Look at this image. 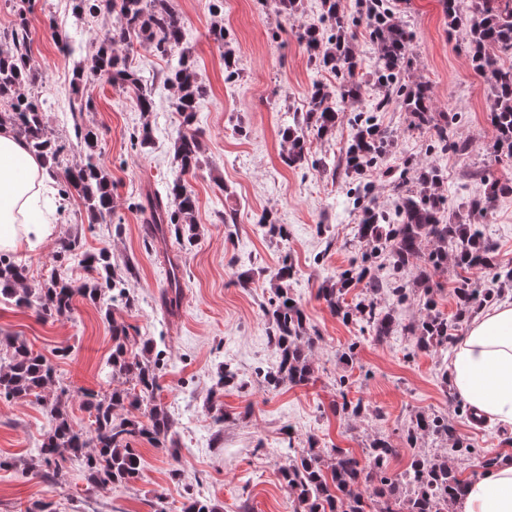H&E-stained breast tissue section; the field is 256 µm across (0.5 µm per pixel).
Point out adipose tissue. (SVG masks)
I'll return each instance as SVG.
<instances>
[{
    "mask_svg": "<svg viewBox=\"0 0 512 512\" xmlns=\"http://www.w3.org/2000/svg\"><path fill=\"white\" fill-rule=\"evenodd\" d=\"M49 191L37 157L8 128H0V251L33 252L51 236ZM448 376L454 392L492 423L512 426V303L476 316L453 349ZM459 512H512V455L470 481Z\"/></svg>",
    "mask_w": 512,
    "mask_h": 512,
    "instance_id": "obj_1",
    "label": "adipose tissue"
}]
</instances>
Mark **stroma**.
I'll return each mask as SVG.
<instances>
[{
	"instance_id": "obj_1",
	"label": "stroma",
	"mask_w": 512,
	"mask_h": 512,
	"mask_svg": "<svg viewBox=\"0 0 512 512\" xmlns=\"http://www.w3.org/2000/svg\"><path fill=\"white\" fill-rule=\"evenodd\" d=\"M171 4L208 90L194 122L204 143L203 161L188 179L198 199L200 236L186 251L173 242L164 250L151 245L138 209L146 194L165 195L175 171L170 149L181 118L166 84L169 59L140 40L129 49L133 66L152 92V112L136 108L132 90L102 78L89 77L80 92H73L74 69L89 65L99 40L112 31V15L76 19L70 0H30L29 10L20 15L11 0H0V32L14 28L18 19L27 21L33 88L50 103L48 132L66 144L63 166L83 159L74 121L94 128L98 162L112 180L114 197L111 221L93 224L82 197L70 191L63 211L54 216L52 236L38 251L19 252L14 259L27 268L34 285L53 273L88 278L91 272L80 260L61 267L54 260L62 239L79 233L87 252L107 248L116 266L132 267L129 289L136 300L131 308L111 301L107 313L80 300L70 316L49 321L0 300V336L19 337L54 360L58 386L70 391L68 408L85 427L88 415L78 391L108 392L123 385L109 366L112 327H135L140 338L152 340L165 355L162 389L154 402L175 419L180 444L174 459L165 449L135 440L142 475L130 485L92 487L77 460L68 462L61 481H45L29 468L38 462L37 447L50 424L46 410L31 399L0 397V458L13 462L0 469V512H29L39 501L51 502L54 512H154L160 501L167 512H183L192 494L210 499L217 512H294L297 495L281 476L289 463L279 446L286 427L294 433L296 451L306 450L308 439L316 440L326 468L334 462L332 447L360 458L369 439L385 436L399 450L388 468L392 477L420 456L447 458L470 480L480 473L473 461L452 456L450 442L426 437L415 447L405 445L403 431L420 412L447 416L457 436L474 443L480 455L512 453V427L474 422L466 402L445 383L448 352L418 351L412 338L399 330L375 341L359 324L331 313L317 296L340 272L359 265L366 252L355 237L360 214L343 193V158L352 134L348 120H341L331 135H307L308 163L289 166L282 160L283 130L305 112L312 84L331 82V75L309 64L295 38L272 39L279 21L272 0H224L218 15L211 11L212 0ZM397 18L414 34L408 79L432 84L437 108L458 115L456 137L474 148L466 158L450 153L439 157L445 176L440 193L449 216L461 201L460 184L480 191V172L512 180V161H495L487 152L495 137L488 116L489 86L471 66L463 32L449 31L439 0H409L408 10ZM217 21L238 56L239 75L231 81L224 72V50L210 33ZM375 119L394 134L397 145L362 179L372 186V204L391 211L399 198L393 172L404 171L406 180H413L415 170L403 169L402 162L408 156L425 160L432 133L411 129L408 113L397 105L376 113ZM240 125L245 134L237 133ZM145 126L153 137L146 153L136 143ZM229 210L237 214L230 226L219 220ZM265 212L286 225L287 240L269 238L261 230L257 219ZM482 225L497 258L512 262V196L498 199ZM174 254L182 259L185 281L180 306L171 313L162 293L168 259ZM285 261L295 269L291 291L319 337L308 351L310 382L272 388L261 378L278 361L263 308L272 294L273 275ZM372 264L382 276L411 286L409 302L397 308L399 321L420 318L431 297L441 313H455L453 264L434 275L428 291L416 285V267L394 274L381 256ZM243 274L250 279L249 287L237 283ZM61 349L66 357H58ZM347 350L354 357L345 364L340 355ZM227 362L237 368L238 382L215 390L218 369ZM342 375L351 382L350 398L367 405L365 417L351 419L335 412L340 400L336 379ZM219 412L224 422H216Z\"/></svg>"
}]
</instances>
